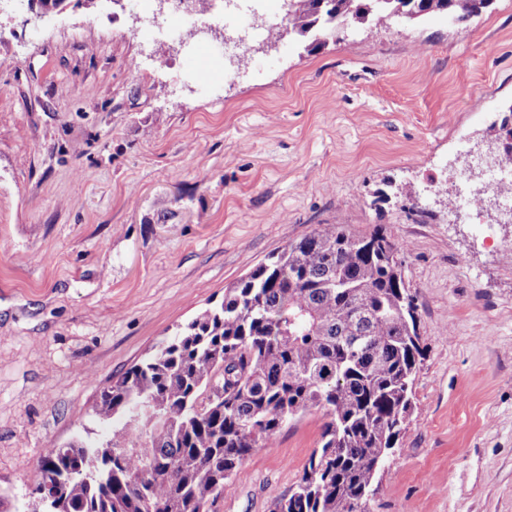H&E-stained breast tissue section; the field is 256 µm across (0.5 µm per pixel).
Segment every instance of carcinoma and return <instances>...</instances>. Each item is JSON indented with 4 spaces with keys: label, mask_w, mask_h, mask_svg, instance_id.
Wrapping results in <instances>:
<instances>
[{
    "label": "carcinoma",
    "mask_w": 512,
    "mask_h": 512,
    "mask_svg": "<svg viewBox=\"0 0 512 512\" xmlns=\"http://www.w3.org/2000/svg\"><path fill=\"white\" fill-rule=\"evenodd\" d=\"M490 0H287L288 33L317 40L348 19L374 27L432 15L459 25ZM402 245L378 226L325 224L224 289L94 407L100 440L51 448L56 512H208L256 448L314 409L321 445L272 512H371L406 430L424 360ZM94 464L87 480L78 470Z\"/></svg>",
    "instance_id": "carcinoma-1"
}]
</instances>
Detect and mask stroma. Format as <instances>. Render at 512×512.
I'll return each mask as SVG.
<instances>
[{
    "label": "stroma",
    "mask_w": 512,
    "mask_h": 512,
    "mask_svg": "<svg viewBox=\"0 0 512 512\" xmlns=\"http://www.w3.org/2000/svg\"><path fill=\"white\" fill-rule=\"evenodd\" d=\"M150 8L0 0V512L49 449L110 433L107 381L323 224L409 246L426 357L372 512H512V216L486 234L450 207L460 141L503 149L512 0L251 48L212 89ZM326 420L284 426L210 512H270Z\"/></svg>",
    "instance_id": "obj_1"
}]
</instances>
